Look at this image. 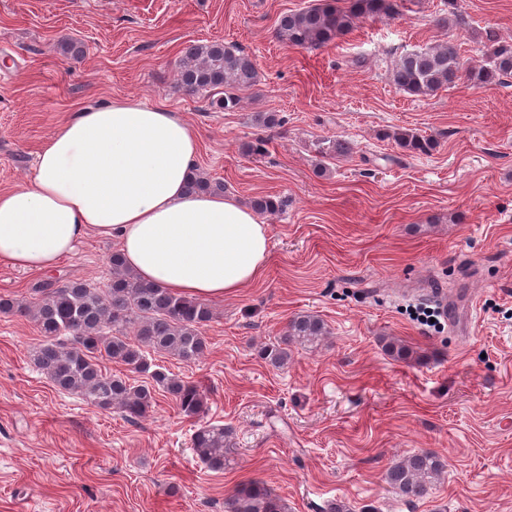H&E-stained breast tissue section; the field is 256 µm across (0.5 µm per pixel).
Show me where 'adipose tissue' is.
<instances>
[{
    "label": "adipose tissue",
    "mask_w": 512,
    "mask_h": 512,
    "mask_svg": "<svg viewBox=\"0 0 512 512\" xmlns=\"http://www.w3.org/2000/svg\"><path fill=\"white\" fill-rule=\"evenodd\" d=\"M197 155V133L170 109L127 98L73 113L30 184L0 191V259L46 272L97 235L144 281L235 295L264 270L267 226L235 198L188 191Z\"/></svg>",
    "instance_id": "1"
}]
</instances>
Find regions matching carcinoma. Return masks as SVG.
<instances>
[{"instance_id": "1", "label": "carcinoma", "mask_w": 512, "mask_h": 512, "mask_svg": "<svg viewBox=\"0 0 512 512\" xmlns=\"http://www.w3.org/2000/svg\"><path fill=\"white\" fill-rule=\"evenodd\" d=\"M402 7L400 0H349L346 7L327 0L282 16L278 32L292 46L322 47L348 33L357 22L392 18ZM485 35L478 66L464 69L457 46L450 41L401 55L392 65L390 76L399 90L414 96L433 95L453 84L463 72L477 85L500 84L503 78L512 76V44L500 42L492 30ZM258 79L253 58L221 42L187 46L175 72L177 85L186 92L223 90L224 96L213 104L226 111L233 109L240 94L253 88ZM393 138L411 153L426 154L434 147L432 139L413 130L396 132ZM350 151L349 143L336 140L322 151V157L335 160ZM188 189L222 193L224 183L195 172ZM253 208L260 214L273 215L282 204L270 197H258ZM110 273L104 288L87 282H49L34 289L38 295L34 302L0 298V314L18 312L35 322L42 341L34 352V363L63 391L101 409H115L130 421L145 417L160 391L171 396L185 417L203 415L206 397L201 388L152 363L147 354L162 352L187 363L197 360L207 348L203 328L213 319V309L204 301L178 296L140 280L117 251L110 257ZM328 334L320 317L299 314L288 322L280 341L264 345L260 355L280 368L288 363V346L313 345ZM102 358L126 365L145 380L132 382L104 373ZM230 438L227 428L201 426L193 435L192 449L212 468L221 469ZM446 469L442 456L421 450L393 463L385 478L396 493L412 501L427 495ZM228 508L229 512H284L281 499L256 479L237 485Z\"/></svg>"}]
</instances>
